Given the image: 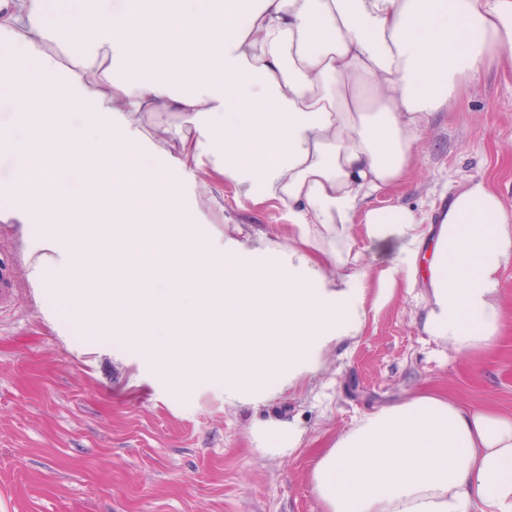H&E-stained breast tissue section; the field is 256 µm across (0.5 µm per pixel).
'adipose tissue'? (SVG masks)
<instances>
[{
	"instance_id": "1",
	"label": "adipose tissue",
	"mask_w": 512,
	"mask_h": 512,
	"mask_svg": "<svg viewBox=\"0 0 512 512\" xmlns=\"http://www.w3.org/2000/svg\"><path fill=\"white\" fill-rule=\"evenodd\" d=\"M0 0V126L15 160L0 222L22 225L31 278L77 269L104 245L112 271L79 272L57 296L66 324L154 356L171 386L206 382L264 406L358 336L366 274L352 229L395 240L404 277L429 294L421 326L462 353H492L512 267V208L482 179L439 223L372 198L403 181L434 113L462 82L512 69V0ZM108 66L111 91L85 79ZM145 112H180L155 162L135 151ZM208 157L239 197L288 219L246 241L206 234L178 208L179 178ZM89 183L74 199L59 180ZM259 450L299 447L297 422L257 421ZM323 512H512V415L425 393L364 414L317 457Z\"/></svg>"
}]
</instances>
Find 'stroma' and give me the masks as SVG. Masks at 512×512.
I'll list each match as a JSON object with an SVG mask.
<instances>
[{
  "label": "stroma",
  "instance_id": "35a3bbf8",
  "mask_svg": "<svg viewBox=\"0 0 512 512\" xmlns=\"http://www.w3.org/2000/svg\"><path fill=\"white\" fill-rule=\"evenodd\" d=\"M179 112L139 117V148L153 158ZM482 178L512 207V71L461 84L435 113L404 181L376 205L400 202L429 224L468 181ZM180 205L197 210L214 237L271 224L288 242V221L270 204L239 198L208 160L182 180ZM370 295L396 262V242L355 234ZM0 266L17 274L14 302L0 310V512H322L310 476L328 443L366 412L433 390L467 407L512 413V274L498 303L506 340L479 357L427 341L423 289L396 282L369 309L359 336L327 351L315 377L268 406L228 404L202 384L168 386L161 365L125 351L115 337L60 322L56 291L29 277L19 225L0 223ZM298 421L302 443L263 455L256 421Z\"/></svg>",
  "mask_w": 512,
  "mask_h": 512
}]
</instances>
